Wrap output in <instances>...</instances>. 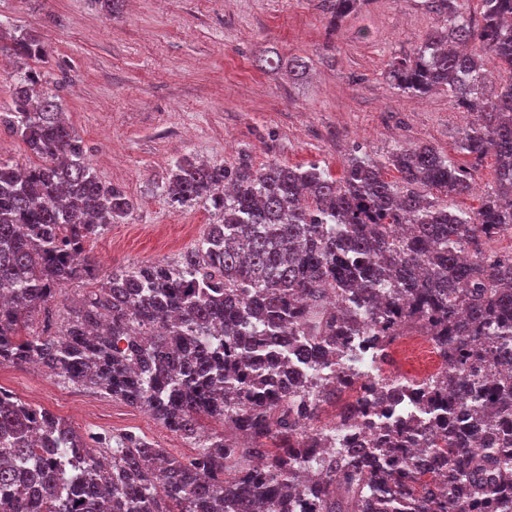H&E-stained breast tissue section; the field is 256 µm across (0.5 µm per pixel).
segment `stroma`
I'll return each instance as SVG.
<instances>
[{"mask_svg": "<svg viewBox=\"0 0 512 512\" xmlns=\"http://www.w3.org/2000/svg\"><path fill=\"white\" fill-rule=\"evenodd\" d=\"M445 18L426 0H366L329 28L323 0H0V103L18 70L39 73L105 183L134 209L85 245L103 272L174 263L216 218L198 203L175 207L165 191L182 156L254 166L312 164L341 177L352 156L382 159L424 142L457 164L465 125L447 92L424 98L386 78L393 57L420 46ZM49 49L11 56L13 38ZM302 60L296 73L259 58ZM0 387L42 407L79 435L132 431L175 457L193 444L152 415L48 371L0 368Z\"/></svg>", "mask_w": 512, "mask_h": 512, "instance_id": "stroma-1", "label": "stroma"}]
</instances>
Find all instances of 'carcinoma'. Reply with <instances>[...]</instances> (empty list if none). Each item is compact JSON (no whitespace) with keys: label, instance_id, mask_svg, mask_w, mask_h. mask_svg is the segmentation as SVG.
<instances>
[{"label":"carcinoma","instance_id":"cac0c4a2","mask_svg":"<svg viewBox=\"0 0 512 512\" xmlns=\"http://www.w3.org/2000/svg\"><path fill=\"white\" fill-rule=\"evenodd\" d=\"M324 2L334 25L362 4ZM437 2L448 25L386 76L409 95L446 90L475 114L458 148L498 166L472 214L448 199L471 191L476 168L425 143L354 156L339 181L317 165L257 168L247 154L185 157L166 192L208 204L217 223L176 264L101 279L85 243L134 203L98 179L56 97L38 98V73L14 78L0 124L41 163L0 162V366L38 364L198 446L178 458L131 431L87 441L0 389V512H512V252L491 248L512 230V0H480L477 18L467 0ZM12 51L49 55L28 36ZM92 280L58 332L28 330L60 287ZM367 329L378 361L403 329L435 343L445 369L417 387L426 420H375L366 395L340 404L322 371L356 375L343 337ZM290 353L314 376L289 370ZM325 403L340 404L328 430ZM200 417L224 432L200 437ZM363 423L383 447L351 440ZM482 431L491 439L478 444ZM304 439L333 450L311 453Z\"/></svg>","mask_w":512,"mask_h":512}]
</instances>
